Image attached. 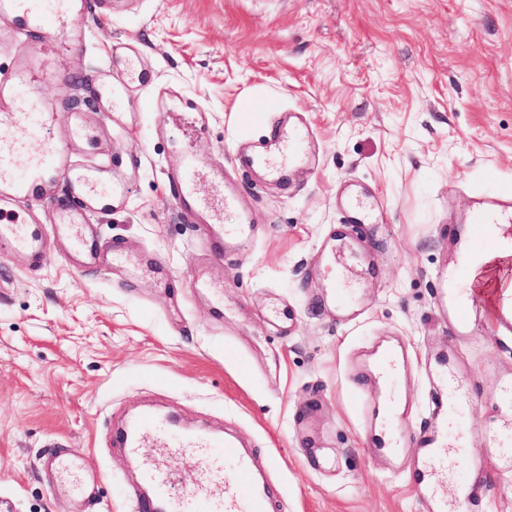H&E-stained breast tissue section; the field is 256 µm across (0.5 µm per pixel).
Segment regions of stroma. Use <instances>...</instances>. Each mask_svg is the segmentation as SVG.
I'll list each match as a JSON object with an SVG mask.
<instances>
[{
  "label": "stroma",
  "instance_id": "35a3bbf8",
  "mask_svg": "<svg viewBox=\"0 0 512 512\" xmlns=\"http://www.w3.org/2000/svg\"><path fill=\"white\" fill-rule=\"evenodd\" d=\"M69 35L19 37L0 14V69L29 87L16 111L49 112L71 165L102 161L123 207L88 214L110 267L80 272L52 232L53 197L37 214L48 262L0 246V512H133L142 466L112 429L147 405L184 433L231 432L272 463L275 512H426L406 479L411 439L433 395L469 386L435 462L447 512H512V468L482 455L479 432H512L497 379L512 376V337L491 300L472 299L476 340L456 344L438 305L439 276L460 267L454 232L480 202L512 189V0H86ZM131 43L149 87L96 103L113 44ZM81 95L67 107L66 98ZM177 96L207 113L205 131L155 106ZM306 134L280 177L240 167L266 122ZM196 156L193 189L224 227L250 216L249 242L215 257L180 212L167 176ZM238 194L224 206L215 165ZM360 316L337 322L332 290ZM289 304L282 333L272 311ZM398 342L412 370L396 381L400 442L370 448L353 374ZM447 353L452 376L433 373ZM78 470L47 477L46 446ZM483 456L485 489L459 493Z\"/></svg>",
  "mask_w": 512,
  "mask_h": 512
}]
</instances>
